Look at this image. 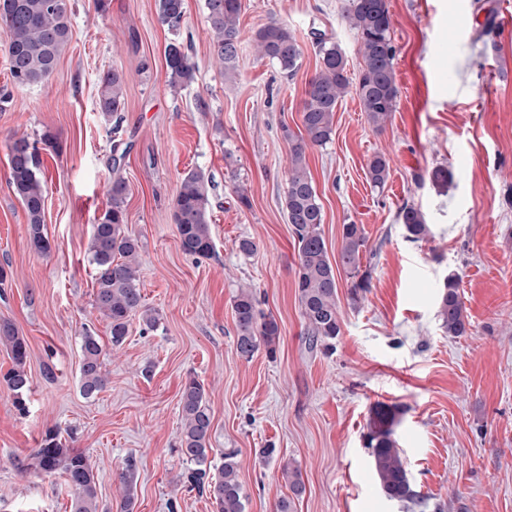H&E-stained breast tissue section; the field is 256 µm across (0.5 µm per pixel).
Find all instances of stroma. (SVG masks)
Wrapping results in <instances>:
<instances>
[{"mask_svg": "<svg viewBox=\"0 0 512 512\" xmlns=\"http://www.w3.org/2000/svg\"><path fill=\"white\" fill-rule=\"evenodd\" d=\"M491 0H386L397 86L383 127L368 123L355 91L336 109L335 132L307 161L324 212L329 257L343 225H363L362 270L370 285L351 298L340 274L341 334L333 351L309 344L295 288L297 246L283 209L289 145L301 129L318 58L314 32L332 37L350 82L363 67L361 40L343 17L344 0H241L234 82L224 79L206 0H186L178 29L157 15V0H70L72 40L53 75L28 87L12 82L0 32V320L28 343L31 386L24 409L0 383V512H71L61 475L22 468L47 430L89 457L98 475L99 512H120L122 463L138 464L134 512H212L187 487L178 448L179 401L187 378L206 390L213 461L235 450L245 512H275L288 496L284 465L306 490L295 512H512V0L497 29L476 19ZM297 39L293 78L259 58L252 36L269 21ZM184 46L194 81L168 82L165 49ZM127 76L118 117L98 108L99 79ZM56 134L42 148L47 253L29 244L26 213L8 185L12 138ZM385 155L384 188L366 179ZM448 182L431 178L435 168ZM191 170L209 180L211 257L179 248L173 203ZM129 186L127 226L139 240L143 302L157 329L133 319L113 348L93 306L92 227L110 207L115 179ZM420 209L431 236L407 241L397 214ZM256 250L240 252L241 239ZM471 323L454 337L441 326L437 297L449 273ZM279 323L275 356L236 351L233 298L241 286ZM105 352L106 383L81 391L85 332ZM403 405L396 429L415 490L412 507L386 499L363 435L371 407ZM272 456H263V449Z\"/></svg>", "mask_w": 512, "mask_h": 512, "instance_id": "35a3bbf8", "label": "stroma"}]
</instances>
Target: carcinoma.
<instances>
[{"label":"carcinoma","instance_id":"1","mask_svg":"<svg viewBox=\"0 0 512 512\" xmlns=\"http://www.w3.org/2000/svg\"><path fill=\"white\" fill-rule=\"evenodd\" d=\"M158 17L170 28H176L185 13V0H157ZM208 23L224 78L235 73L241 41L240 0H206ZM70 0H0V29L5 33V51L12 81L29 86L47 80L71 40ZM344 17L357 30L361 39L364 62L356 86L363 112L369 123L380 126L395 110L397 88L393 69L391 19L386 0H346ZM260 55L275 63L282 74L292 77L301 67L302 52L295 36L277 21H270L254 34ZM318 55L315 76L309 81L302 112L304 134L297 135L282 126L283 136L291 149L288 159V187L285 209L288 223L298 247L295 288L302 316L312 346L330 351L341 333L337 297V272L344 271L357 279L352 296L366 288V277L360 274L361 253L366 244L363 225H342L338 260L331 263L321 225L322 205L308 170L307 150L324 147L332 140L337 105L349 86L347 61L339 45L322 33L315 34ZM169 85L177 90L194 81V67L182 46L171 43L165 52ZM124 72L112 69L100 81L98 106L110 116L124 108ZM9 185L27 215L30 246L38 253L50 250L43 233L45 180L41 170L39 148L26 137L13 139L9 145ZM389 176V162L382 154L374 155L366 165V177L372 186L381 188ZM112 205L101 221L93 225L90 242L95 278L94 307L108 320L112 345H122L128 336L131 317L138 314L143 324L155 329L159 318L143 308L139 288V242L127 228L126 183L120 179L109 186ZM182 252L196 259L213 253L209 222L208 178L201 171L185 174L173 204ZM411 242L430 234L422 212L404 205L397 216ZM236 350L250 358L261 347L269 355L277 350L280 329L277 320L260 308L254 291L245 289L233 299ZM438 315L450 336L468 334L470 322L459 293L458 277L448 274L440 286ZM0 345L7 348L13 367L3 376L13 392L18 410L25 409L24 395L30 388L26 371L27 343L14 325L0 322ZM81 389L90 398L105 385L104 353L97 337L86 333L82 338ZM182 421L181 454L193 464L185 474L189 489L206 496L214 512H245L247 495L238 476L237 454H223L218 465L209 460L212 416L206 389L200 381L188 378L179 403ZM403 409L397 404L377 403L371 410L364 434L366 448L376 473L380 490L390 500L414 503L415 491L402 449L395 438ZM28 466L43 474H60L74 493L72 512H99L97 474L88 457L62 442L56 431H49L40 448L31 456ZM291 496L279 501L277 512H293L294 500L305 492L300 472L284 469ZM137 461L125 459L120 481V512H134Z\"/></svg>","mask_w":512,"mask_h":512}]
</instances>
